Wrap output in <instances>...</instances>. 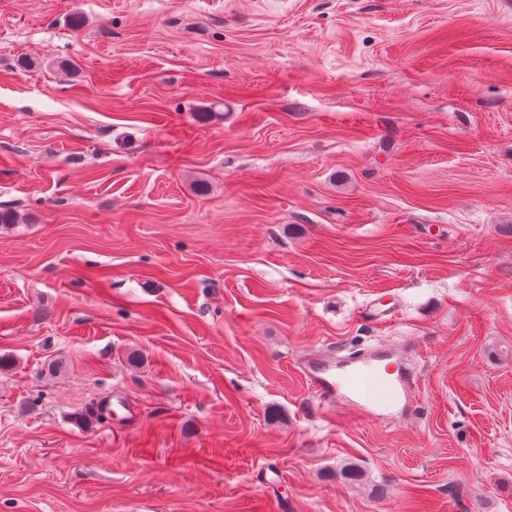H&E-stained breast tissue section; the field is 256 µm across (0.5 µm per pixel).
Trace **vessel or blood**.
Wrapping results in <instances>:
<instances>
[{"instance_id": "vessel-or-blood-1", "label": "vessel or blood", "mask_w": 512, "mask_h": 512, "mask_svg": "<svg viewBox=\"0 0 512 512\" xmlns=\"http://www.w3.org/2000/svg\"><path fill=\"white\" fill-rule=\"evenodd\" d=\"M373 355L365 354L351 362L343 377H335L329 364L316 361L309 365L308 374L316 393L327 404L353 402L361 409L394 399L399 391L407 390L413 379L407 371H399L396 380L382 377L372 366Z\"/></svg>"}]
</instances>
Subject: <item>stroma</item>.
<instances>
[{"mask_svg": "<svg viewBox=\"0 0 512 512\" xmlns=\"http://www.w3.org/2000/svg\"><path fill=\"white\" fill-rule=\"evenodd\" d=\"M0 208V512H512V0H0ZM378 355L364 354L344 367H350L345 375L337 380L332 367L325 362H312L307 370L315 392L329 405L352 401L361 409L367 410L378 403L394 399L400 390L407 391L413 378L406 370L398 372L396 382L388 381L373 367Z\"/></svg>", "mask_w": 512, "mask_h": 512, "instance_id": "35a3bbf8", "label": "stroma"}]
</instances>
